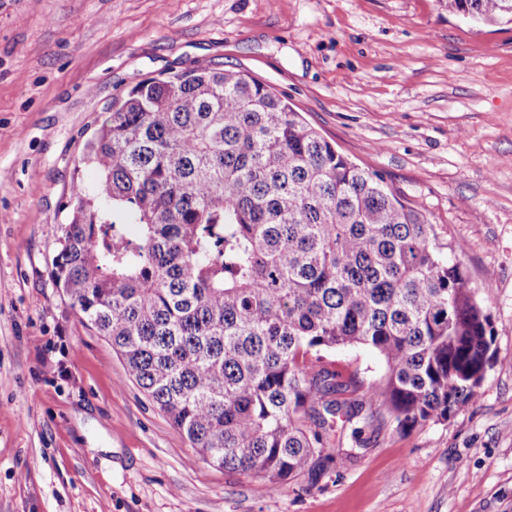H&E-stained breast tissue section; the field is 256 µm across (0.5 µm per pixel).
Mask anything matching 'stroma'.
Wrapping results in <instances>:
<instances>
[{"label": "stroma", "instance_id": "obj_1", "mask_svg": "<svg viewBox=\"0 0 512 512\" xmlns=\"http://www.w3.org/2000/svg\"><path fill=\"white\" fill-rule=\"evenodd\" d=\"M220 64L286 94L452 242L495 327L478 398L335 422L282 490L195 456L50 279L85 140L135 79ZM364 382L371 349L336 350ZM0 512H512V23L440 0H0Z\"/></svg>", "mask_w": 512, "mask_h": 512}]
</instances>
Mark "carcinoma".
I'll list each match as a JSON object with an SVG mask.
<instances>
[{"label":"carcinoma","instance_id":"obj_1","mask_svg":"<svg viewBox=\"0 0 512 512\" xmlns=\"http://www.w3.org/2000/svg\"><path fill=\"white\" fill-rule=\"evenodd\" d=\"M479 26L512 0H448ZM52 284L194 452L281 488L329 421L411 430L478 397L493 326L451 243L242 71L142 78L82 147ZM137 234L128 233L129 226ZM365 346L380 383L324 353Z\"/></svg>","mask_w":512,"mask_h":512}]
</instances>
